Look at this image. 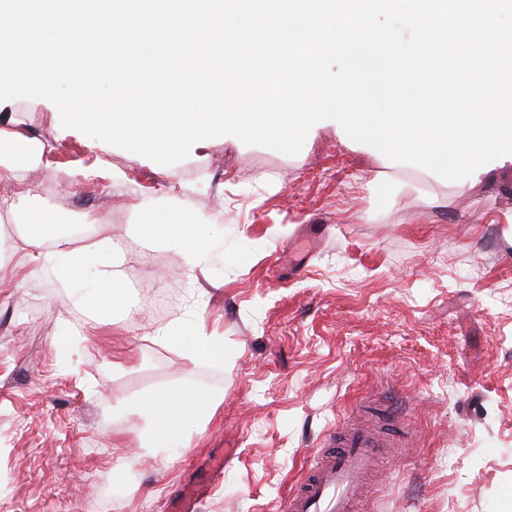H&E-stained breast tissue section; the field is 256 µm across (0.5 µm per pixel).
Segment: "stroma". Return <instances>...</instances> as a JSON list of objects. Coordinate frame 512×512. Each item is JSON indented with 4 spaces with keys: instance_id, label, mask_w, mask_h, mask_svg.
Returning a JSON list of instances; mask_svg holds the SVG:
<instances>
[{
    "instance_id": "35a3bbf8",
    "label": "stroma",
    "mask_w": 512,
    "mask_h": 512,
    "mask_svg": "<svg viewBox=\"0 0 512 512\" xmlns=\"http://www.w3.org/2000/svg\"><path fill=\"white\" fill-rule=\"evenodd\" d=\"M0 152V512H169L219 452L200 512H280L365 399L395 442L366 512H512V158L447 181L320 125L295 156L220 136L165 166L44 99L0 102ZM69 224L112 241L84 278L15 267ZM138 224L193 226L195 265ZM185 317L220 357L156 337ZM168 385L203 429L158 437Z\"/></svg>"
}]
</instances>
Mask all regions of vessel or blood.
<instances>
[{
    "instance_id": "b4317fda",
    "label": "vessel or blood",
    "mask_w": 512,
    "mask_h": 512,
    "mask_svg": "<svg viewBox=\"0 0 512 512\" xmlns=\"http://www.w3.org/2000/svg\"><path fill=\"white\" fill-rule=\"evenodd\" d=\"M339 451L320 449L284 512H362L366 492L364 473L373 464V449L382 447L380 435L353 424L337 431Z\"/></svg>"
}]
</instances>
